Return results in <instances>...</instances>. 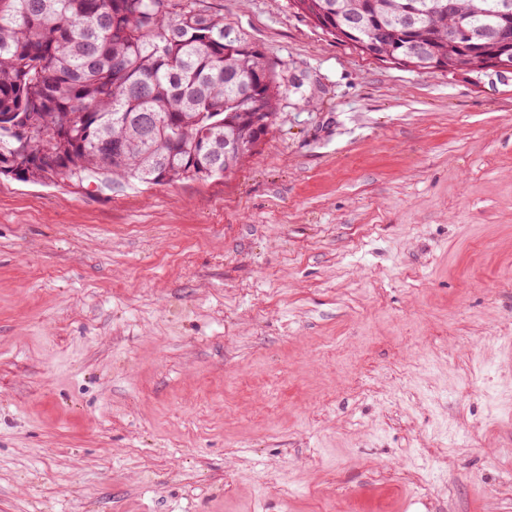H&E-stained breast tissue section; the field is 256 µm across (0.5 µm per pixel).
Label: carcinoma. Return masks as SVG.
I'll use <instances>...</instances> for the list:
<instances>
[{
    "instance_id": "1",
    "label": "carcinoma",
    "mask_w": 512,
    "mask_h": 512,
    "mask_svg": "<svg viewBox=\"0 0 512 512\" xmlns=\"http://www.w3.org/2000/svg\"><path fill=\"white\" fill-rule=\"evenodd\" d=\"M293 0L337 40L360 46L383 26L390 40L369 55L403 67L415 47L448 71L494 57L456 45L504 20L502 0ZM280 85L257 47L224 21L171 0H0V176L33 183L65 179L156 185L206 180L258 151L278 119ZM28 127L33 150H16ZM122 144L107 163L104 149Z\"/></svg>"
}]
</instances>
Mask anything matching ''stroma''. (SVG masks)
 Wrapping results in <instances>:
<instances>
[{
	"mask_svg": "<svg viewBox=\"0 0 512 512\" xmlns=\"http://www.w3.org/2000/svg\"><path fill=\"white\" fill-rule=\"evenodd\" d=\"M195 3L281 118L206 181L0 179V512H512V72Z\"/></svg>",
	"mask_w": 512,
	"mask_h": 512,
	"instance_id": "obj_1",
	"label": "stroma"
}]
</instances>
